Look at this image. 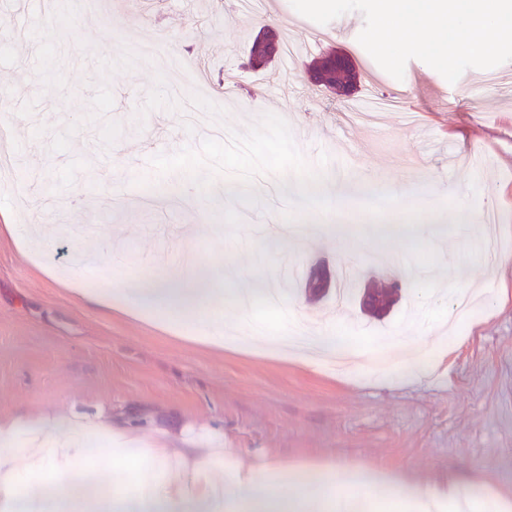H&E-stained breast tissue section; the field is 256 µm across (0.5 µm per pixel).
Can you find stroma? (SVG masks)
I'll list each match as a JSON object with an SVG mask.
<instances>
[{
	"label": "stroma",
	"mask_w": 512,
	"mask_h": 512,
	"mask_svg": "<svg viewBox=\"0 0 512 512\" xmlns=\"http://www.w3.org/2000/svg\"><path fill=\"white\" fill-rule=\"evenodd\" d=\"M83 13L77 0H0V108L13 120L19 165L0 178V216L15 219L16 186L79 197L64 216L31 212L20 240L0 239V427L53 422L74 437L77 461L126 432L173 448H218L221 473L264 463H365L426 483L449 477L512 495V85L506 67L467 69L456 82L409 60L403 79L384 71L336 22L302 28L291 0H271L261 17L213 0H101ZM278 38L304 37L312 53L252 71L248 48L264 28ZM198 63L207 79L238 82L241 107L218 91L199 99L200 121L143 53ZM352 62L357 87L347 97L309 89L307 68L326 51ZM293 73L288 86L277 76ZM112 138L101 141L103 130ZM315 178L371 173L369 190L337 203L319 190L302 195L288 175ZM185 189L174 208L159 196L144 204L145 182ZM391 183L422 189L406 213L384 195ZM201 187L214 206L201 210ZM498 215L507 264L475 255L471 284L486 305L447 338V355L417 381L377 383L294 358L217 348L190 340L196 321L224 326L235 313V276L277 283L301 280L322 261L334 276L353 267V285L396 280L400 297L382 319L354 304L283 292L279 309H256L268 335L291 315L331 322L368 353L379 336L437 327L448 316L453 254L481 233L485 210ZM442 222L444 240L390 238L386 225ZM336 225L348 242L315 236L294 246L267 224ZM115 276L125 269L175 275L184 259L227 270L222 306L199 302L155 318L105 312L66 288L82 255ZM98 423L111 433L93 432Z\"/></svg>",
	"instance_id": "35a3bbf8"
}]
</instances>
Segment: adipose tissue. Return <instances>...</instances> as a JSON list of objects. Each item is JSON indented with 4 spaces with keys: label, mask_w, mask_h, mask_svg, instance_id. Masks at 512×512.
<instances>
[{
    "label": "adipose tissue",
    "mask_w": 512,
    "mask_h": 512,
    "mask_svg": "<svg viewBox=\"0 0 512 512\" xmlns=\"http://www.w3.org/2000/svg\"><path fill=\"white\" fill-rule=\"evenodd\" d=\"M223 270L199 273L185 267L175 281L152 275L115 279L108 270L95 271V285L81 289V297L105 310L144 316L150 311H168L192 299L196 289L210 287ZM421 337H404L403 355L384 372L386 382L417 380L428 373L432 361L444 351L421 349ZM77 453L75 444L56 439L51 448H11L0 453V500L14 512H61L70 495V464ZM211 448L167 447L155 442L136 448H112L103 457L105 468L117 478V502L127 512H153L152 483L157 468L170 479L194 473L208 476L214 470ZM221 483L204 488L216 512L223 508ZM397 498L402 512H512V497L505 494L476 495L471 486L449 480L436 487L411 483L406 477H387L380 472L344 461L321 469L319 478L299 475L288 486V512H378L387 498Z\"/></svg>",
    "instance_id": "obj_1"
}]
</instances>
